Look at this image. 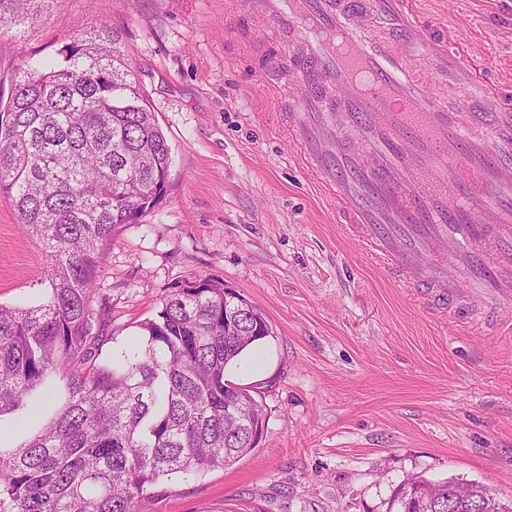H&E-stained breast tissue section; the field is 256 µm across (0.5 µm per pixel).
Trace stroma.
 Returning a JSON list of instances; mask_svg holds the SVG:
<instances>
[{
    "mask_svg": "<svg viewBox=\"0 0 512 512\" xmlns=\"http://www.w3.org/2000/svg\"><path fill=\"white\" fill-rule=\"evenodd\" d=\"M244 0H54L21 31L0 28V95L16 58L52 61L103 20L171 148L167 193L119 225L96 278L102 359L128 350L170 285L223 280L272 334L230 378L267 414L230 468L160 479L140 512H395L411 477L491 486L512 501V305L500 326L459 333L348 236L282 125L257 51L270 31ZM428 17L501 69L512 66V0H431ZM48 252L0 198V304L44 302Z\"/></svg>",
    "mask_w": 512,
    "mask_h": 512,
    "instance_id": "stroma-1",
    "label": "stroma"
}]
</instances>
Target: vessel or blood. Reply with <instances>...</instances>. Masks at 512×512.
<instances>
[{
  "label": "vessel or blood",
  "instance_id": "b4317fda",
  "mask_svg": "<svg viewBox=\"0 0 512 512\" xmlns=\"http://www.w3.org/2000/svg\"><path fill=\"white\" fill-rule=\"evenodd\" d=\"M422 0H247L287 38L293 160L337 223L455 323L512 302V77L496 76ZM482 106L449 104L444 86Z\"/></svg>",
  "mask_w": 512,
  "mask_h": 512
}]
</instances>
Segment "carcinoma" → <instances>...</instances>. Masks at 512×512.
<instances>
[{
  "label": "carcinoma",
  "mask_w": 512,
  "mask_h": 512,
  "mask_svg": "<svg viewBox=\"0 0 512 512\" xmlns=\"http://www.w3.org/2000/svg\"><path fill=\"white\" fill-rule=\"evenodd\" d=\"M52 0H0L19 26ZM50 66L20 52L14 94L0 109V196L46 245L47 299L0 306V418L43 420L0 447V512H139L157 481L226 468L252 452L266 413L224 372L270 334L256 307L224 309V282L168 287L132 353L100 360L106 309L95 280L117 226L163 201L171 152L120 49L94 23ZM458 482L418 476L399 512H512L456 496Z\"/></svg>",
  "instance_id": "obj_1"
}]
</instances>
